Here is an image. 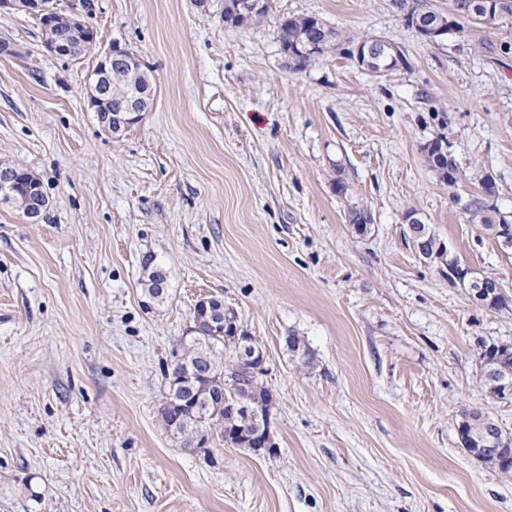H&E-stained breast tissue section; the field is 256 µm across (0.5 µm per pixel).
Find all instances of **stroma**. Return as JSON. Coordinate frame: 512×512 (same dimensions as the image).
<instances>
[{
	"instance_id": "obj_1",
	"label": "stroma",
	"mask_w": 512,
	"mask_h": 512,
	"mask_svg": "<svg viewBox=\"0 0 512 512\" xmlns=\"http://www.w3.org/2000/svg\"><path fill=\"white\" fill-rule=\"evenodd\" d=\"M90 3L100 48L131 49L155 88L118 136L87 107L91 62L0 16V160L49 200L36 224L0 205V512H512V476L457 436L474 408L512 434V399L479 382L512 306L474 303L404 221L512 295V248L451 199L489 175L512 214V19L434 45L393 0H273L233 28L224 0ZM288 14L406 62L374 73L340 47L294 69ZM442 136L453 190L424 151ZM148 256L168 272L150 308ZM210 296L263 351L274 454L185 448L163 423L164 371Z\"/></svg>"
}]
</instances>
